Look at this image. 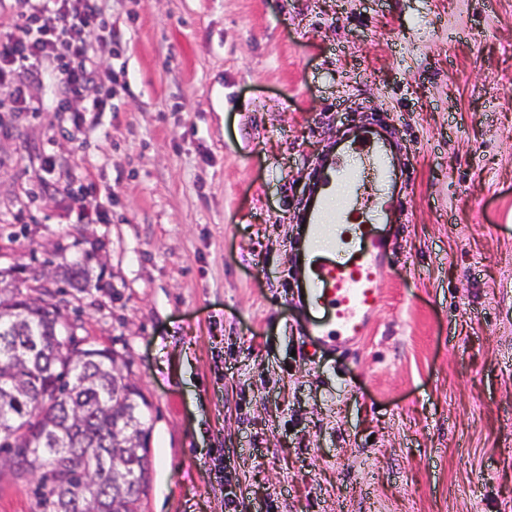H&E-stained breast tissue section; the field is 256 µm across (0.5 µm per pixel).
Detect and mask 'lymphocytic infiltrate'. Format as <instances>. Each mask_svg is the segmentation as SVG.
<instances>
[{
  "instance_id": "lymphocytic-infiltrate-1",
  "label": "lymphocytic infiltrate",
  "mask_w": 512,
  "mask_h": 512,
  "mask_svg": "<svg viewBox=\"0 0 512 512\" xmlns=\"http://www.w3.org/2000/svg\"><path fill=\"white\" fill-rule=\"evenodd\" d=\"M102 0H18L17 23L0 32V83L12 84L10 109L37 112L24 82L40 72L59 94L54 109L69 112L99 78L95 37L110 24Z\"/></svg>"
}]
</instances>
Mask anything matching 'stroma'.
Instances as JSON below:
<instances>
[{
	"label": "stroma",
	"instance_id": "35a3bbf8",
	"mask_svg": "<svg viewBox=\"0 0 512 512\" xmlns=\"http://www.w3.org/2000/svg\"><path fill=\"white\" fill-rule=\"evenodd\" d=\"M112 108L0 112V270L129 362L142 512H512V0H108ZM384 120L404 210L369 336L303 352L306 212ZM54 168L44 173V158ZM0 466V512H39Z\"/></svg>",
	"mask_w": 512,
	"mask_h": 512
}]
</instances>
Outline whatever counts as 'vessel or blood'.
I'll use <instances>...</instances> for the list:
<instances>
[{
    "instance_id": "vessel-or-blood-1",
    "label": "vessel or blood",
    "mask_w": 512,
    "mask_h": 512,
    "mask_svg": "<svg viewBox=\"0 0 512 512\" xmlns=\"http://www.w3.org/2000/svg\"><path fill=\"white\" fill-rule=\"evenodd\" d=\"M395 158L377 131L361 127L317 174L321 190L308 219L304 253L308 274L302 284L305 334L333 350L348 351L368 332L380 300L387 262V226L402 207L389 192ZM343 187L347 202L337 215L344 232L335 245L323 242L320 222L330 184Z\"/></svg>"
}]
</instances>
